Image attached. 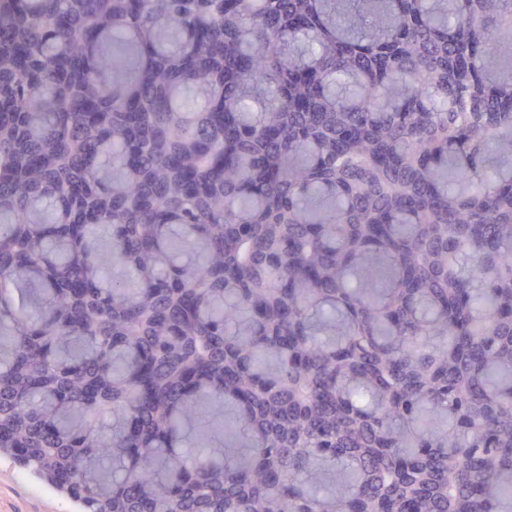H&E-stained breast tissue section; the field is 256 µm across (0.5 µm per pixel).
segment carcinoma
Returning <instances> with one entry per match:
<instances>
[{"mask_svg": "<svg viewBox=\"0 0 512 512\" xmlns=\"http://www.w3.org/2000/svg\"><path fill=\"white\" fill-rule=\"evenodd\" d=\"M0 456L512 512V0H0Z\"/></svg>", "mask_w": 512, "mask_h": 512, "instance_id": "obj_1", "label": "carcinoma"}]
</instances>
